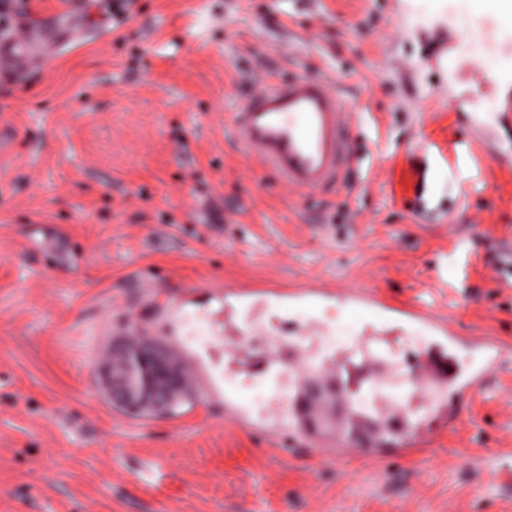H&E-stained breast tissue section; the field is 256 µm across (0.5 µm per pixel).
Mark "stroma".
Here are the masks:
<instances>
[{"mask_svg": "<svg viewBox=\"0 0 512 512\" xmlns=\"http://www.w3.org/2000/svg\"><path fill=\"white\" fill-rule=\"evenodd\" d=\"M59 45L0 69V512H512V17L491 0H34ZM477 28L475 60H439ZM332 76L361 157L336 190H291L247 157L230 112L293 71ZM479 164L438 167L472 121ZM319 279L435 309L461 338L509 352L405 456L350 446L257 411L249 371L272 331L355 330L343 350L391 352L393 319L335 297L299 308L223 298L229 281ZM260 321L266 335L226 350ZM134 330L178 342L191 398L170 415L112 406L100 370Z\"/></svg>", "mask_w": 512, "mask_h": 512, "instance_id": "stroma-1", "label": "stroma"}]
</instances>
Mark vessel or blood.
<instances>
[{
    "label": "vessel or blood",
    "instance_id": "1",
    "mask_svg": "<svg viewBox=\"0 0 512 512\" xmlns=\"http://www.w3.org/2000/svg\"><path fill=\"white\" fill-rule=\"evenodd\" d=\"M27 55L11 56L12 64H27L29 57L54 50V35L25 33ZM347 101L329 89L324 78L298 73L276 81L260 94L250 96L232 115V127L247 155L259 160L280 183L311 191H327L343 185L350 167L359 161L351 136V121L346 113ZM480 144L475 137L455 142L445 159L455 167L460 155L478 160ZM290 302L305 307L330 298L324 284L291 285ZM401 325L420 323L435 335L448 339L455 333L430 311L414 307L398 312ZM482 355L469 369L460 368L452 356L429 357L420 353L417 370L427 371L439 381L446 394L439 407L443 415L456 418L458 400L475 392L483 383L489 367L502 358L499 345L486 341Z\"/></svg>",
    "mask_w": 512,
    "mask_h": 512
}]
</instances>
